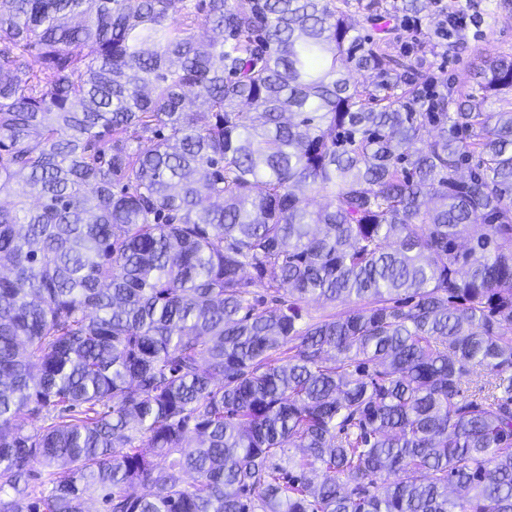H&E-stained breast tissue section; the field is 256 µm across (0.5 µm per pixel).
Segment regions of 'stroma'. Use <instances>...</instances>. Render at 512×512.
I'll return each mask as SVG.
<instances>
[{"label": "stroma", "instance_id": "obj_1", "mask_svg": "<svg viewBox=\"0 0 512 512\" xmlns=\"http://www.w3.org/2000/svg\"><path fill=\"white\" fill-rule=\"evenodd\" d=\"M418 22L399 20L401 0H349L348 17L361 34H371L370 6H377L396 29L385 45L397 56L409 48L425 52L426 65L463 92L476 86L470 63L477 57L512 55V0H426ZM464 14L462 28L451 37L438 35L446 14Z\"/></svg>", "mask_w": 512, "mask_h": 512}]
</instances>
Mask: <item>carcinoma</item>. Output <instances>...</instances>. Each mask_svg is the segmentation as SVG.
I'll return each instance as SVG.
<instances>
[{
    "label": "carcinoma",
    "instance_id": "cac0c4a2",
    "mask_svg": "<svg viewBox=\"0 0 512 512\" xmlns=\"http://www.w3.org/2000/svg\"><path fill=\"white\" fill-rule=\"evenodd\" d=\"M370 21L0 0V512H512V109Z\"/></svg>",
    "mask_w": 512,
    "mask_h": 512
}]
</instances>
